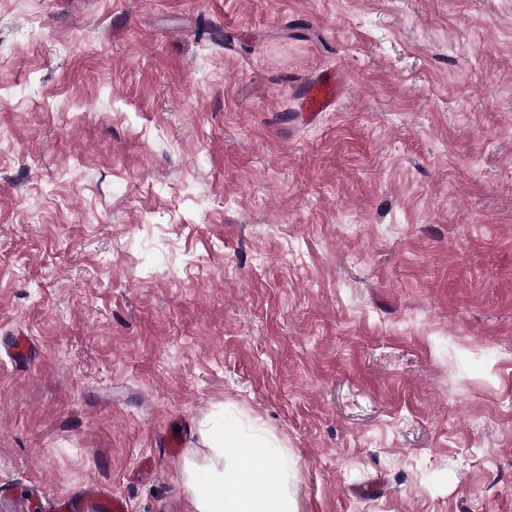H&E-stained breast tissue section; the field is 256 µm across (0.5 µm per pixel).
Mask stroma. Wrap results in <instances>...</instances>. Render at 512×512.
<instances>
[{"label":"stroma","mask_w":512,"mask_h":512,"mask_svg":"<svg viewBox=\"0 0 512 512\" xmlns=\"http://www.w3.org/2000/svg\"><path fill=\"white\" fill-rule=\"evenodd\" d=\"M217 409L293 512H512V0H0V512H191ZM340 78L336 71L321 72L309 85L302 98V110L306 115L328 112L336 102Z\"/></svg>","instance_id":"1"}]
</instances>
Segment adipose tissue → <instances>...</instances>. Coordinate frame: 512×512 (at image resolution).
Returning a JSON list of instances; mask_svg holds the SVG:
<instances>
[{"instance_id": "adipose-tissue-1", "label": "adipose tissue", "mask_w": 512, "mask_h": 512, "mask_svg": "<svg viewBox=\"0 0 512 512\" xmlns=\"http://www.w3.org/2000/svg\"><path fill=\"white\" fill-rule=\"evenodd\" d=\"M201 449H189L182 477L192 512H290L288 467L267 440L239 431L214 412L198 430ZM269 469L268 478L244 482L249 459Z\"/></svg>"}]
</instances>
